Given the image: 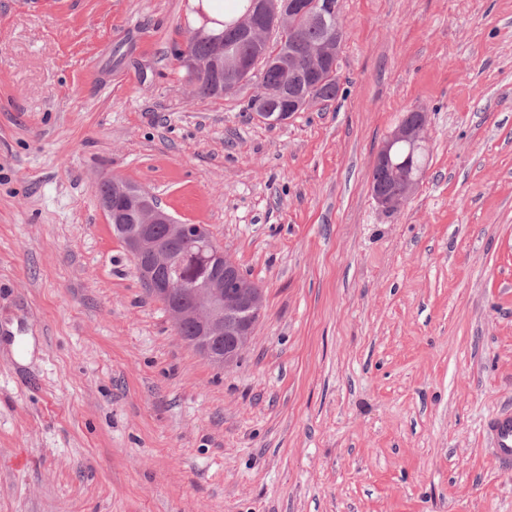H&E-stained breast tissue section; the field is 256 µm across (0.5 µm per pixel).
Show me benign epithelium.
<instances>
[{
    "label": "benign epithelium",
    "mask_w": 512,
    "mask_h": 512,
    "mask_svg": "<svg viewBox=\"0 0 512 512\" xmlns=\"http://www.w3.org/2000/svg\"><path fill=\"white\" fill-rule=\"evenodd\" d=\"M254 7V14L241 22V28L255 42L257 58L227 54L202 62L185 55L181 58L182 66L194 75L200 72L215 75L219 80L217 91L230 93L258 74L257 60L263 57L262 44L272 30L284 27L286 15L303 16L309 22L329 29L335 13V6L328 0H254ZM340 48V42L330 39L324 45L310 49L308 54L314 62L307 66L294 55L276 61L285 70L286 80L274 98L285 102V106L277 112H260L258 116L270 124H281L294 113L309 109L314 104L313 97L297 90L296 84L301 82L313 88L334 73ZM398 144L407 145L412 153L428 144L426 113H407L377 150L373 167L387 178L397 175L392 152ZM419 185L420 178L417 177L403 182L395 193L374 190L372 197L380 208L396 211L408 202ZM115 196L128 197L138 203L139 224L135 231L122 238L135 263L147 257L155 267L172 271V252L167 242L155 235L156 224L167 226L169 238H190L200 250L210 252L220 261V272L212 276L204 288H195L175 274L161 279L141 269L138 275L153 296L167 301L175 327L179 328L187 321L198 325L200 334L188 341L190 346L219 367L231 365L250 341L263 308L262 289L242 277L236 263L215 244L205 225L179 223L161 207L143 202L146 192L142 190L130 193L118 183ZM185 292L196 296L195 303H180V296Z\"/></svg>",
    "instance_id": "obj_1"
}]
</instances>
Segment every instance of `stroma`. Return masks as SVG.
I'll return each mask as SVG.
<instances>
[{
    "label": "stroma",
    "instance_id": "1",
    "mask_svg": "<svg viewBox=\"0 0 512 512\" xmlns=\"http://www.w3.org/2000/svg\"><path fill=\"white\" fill-rule=\"evenodd\" d=\"M186 6L0 0V512H512V0H340L336 99L277 125L194 94ZM113 178L262 288L232 365L143 288ZM398 144H406L410 148V154L428 144L427 116L425 112H408L382 142L377 150L373 167L378 168L386 178H395L397 169L392 161L393 148ZM372 170V185L381 187L387 191L397 189V182H385L384 177L377 169ZM407 147L398 146L395 152L394 161L398 164V170L402 178H413L419 174L418 168L426 169L428 162V149L414 154V156L405 160ZM421 174L414 179L404 181L395 193H386L372 189V197L376 204L386 211H397L403 207L420 185ZM499 461H512V413L495 416L488 426Z\"/></svg>",
    "mask_w": 512,
    "mask_h": 512
}]
</instances>
